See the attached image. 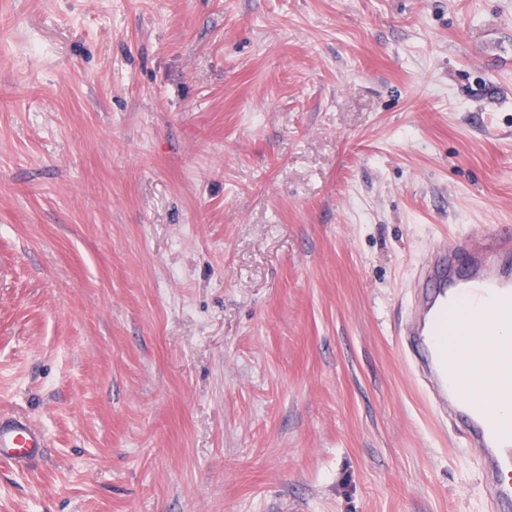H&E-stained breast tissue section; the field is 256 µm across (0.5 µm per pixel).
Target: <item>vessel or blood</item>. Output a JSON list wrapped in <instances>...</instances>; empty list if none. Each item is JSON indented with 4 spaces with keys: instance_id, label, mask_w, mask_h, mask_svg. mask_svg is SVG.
<instances>
[{
    "instance_id": "b4317fda",
    "label": "vessel or blood",
    "mask_w": 512,
    "mask_h": 512,
    "mask_svg": "<svg viewBox=\"0 0 512 512\" xmlns=\"http://www.w3.org/2000/svg\"><path fill=\"white\" fill-rule=\"evenodd\" d=\"M512 306V238L497 225L483 224L479 234L456 248L436 241L417 272L403 348L430 405L450 422L468 421L464 446L476 449L491 512L512 501V483L503 471L512 468V420L498 417L488 403L470 396L461 365L465 350L450 353L448 321L458 311L501 317ZM47 445L41 430L19 415L0 414V461L27 464Z\"/></svg>"
}]
</instances>
